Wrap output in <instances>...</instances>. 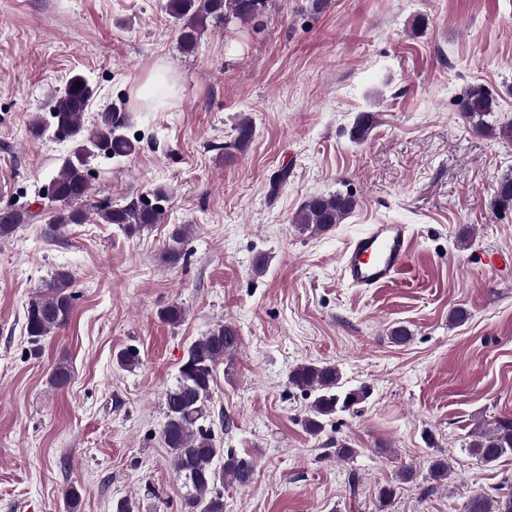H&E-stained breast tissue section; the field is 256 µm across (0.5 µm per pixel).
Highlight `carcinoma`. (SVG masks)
I'll return each mask as SVG.
<instances>
[{"mask_svg":"<svg viewBox=\"0 0 512 512\" xmlns=\"http://www.w3.org/2000/svg\"><path fill=\"white\" fill-rule=\"evenodd\" d=\"M266 3L267 0H168L167 10L178 26L182 47L190 51L208 21H222L226 28L237 23H252L263 16ZM91 95L87 79L74 74L66 81L64 91L50 102L48 122L37 119L31 125L36 136L52 127L73 142V149L62 160L49 183L52 193L47 198L54 204L50 224L55 231L67 224H83L88 220L86 202L91 185L86 162L91 154L102 150L119 159L136 151V144L124 132L122 120L110 111L101 113L93 130L85 128L84 115ZM456 106L461 117L476 132L489 134L494 130L488 118L493 116L496 103L486 89L470 88L457 100ZM376 122L375 113L368 110L358 113L350 132L352 139L365 140ZM253 135L252 123L247 119L240 120L233 147L246 150ZM496 198L504 208L512 205V173L498 181ZM154 200L153 204L131 202L124 206H114L105 200L99 202L95 210L102 223L113 224L132 234L163 221L164 210L158 203L167 201L166 191L157 189ZM355 207L356 199L351 194L314 195L303 203L294 223L303 233L323 234L342 223ZM35 217L37 214L17 209L12 203L0 206V239L9 238L18 225ZM187 239L186 227L174 230L161 251V259L168 264L187 260ZM77 299L70 273L57 271L50 287L31 299L26 308L29 343L36 346L43 337L63 327ZM239 345L238 331L230 323L193 341L184 354L176 383L164 394L166 421L162 439L170 449L175 477L184 490L186 512H224L222 488L242 487L253 476L252 464L217 447L214 433L206 425L211 417L209 404L214 376L224 361H232ZM288 384L313 394L304 419V427L312 436L323 433L326 423L336 413L353 408L366 396L364 388L346 385L340 369L327 362L296 366L288 374ZM464 448L470 457L486 465L512 456V414H500L477 423L467 434ZM450 472L447 458L433 456L428 461L425 478L442 482L448 479ZM466 512H512V488L506 485L498 488L494 495L486 492L472 495Z\"/></svg>","mask_w":512,"mask_h":512,"instance_id":"cac0c4a2","label":"carcinoma"}]
</instances>
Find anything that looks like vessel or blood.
<instances>
[{"mask_svg":"<svg viewBox=\"0 0 512 512\" xmlns=\"http://www.w3.org/2000/svg\"><path fill=\"white\" fill-rule=\"evenodd\" d=\"M411 230L406 224H374L356 237L342 259L343 281L370 290L404 273L409 265Z\"/></svg>","mask_w":512,"mask_h":512,"instance_id":"1","label":"vessel or blood"}]
</instances>
